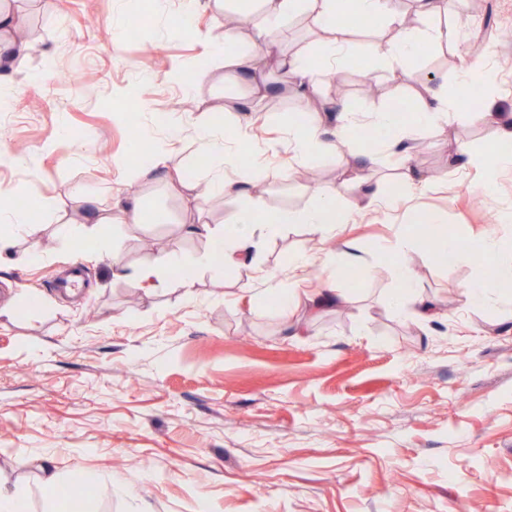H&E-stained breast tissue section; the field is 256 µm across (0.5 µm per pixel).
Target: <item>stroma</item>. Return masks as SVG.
<instances>
[{
  "mask_svg": "<svg viewBox=\"0 0 512 512\" xmlns=\"http://www.w3.org/2000/svg\"><path fill=\"white\" fill-rule=\"evenodd\" d=\"M470 3L445 0L447 44L396 73L375 52L389 27L369 20L346 35L368 57L365 69L341 63L303 94L294 77L261 69L282 92L245 119L235 114L244 84L225 79L223 55L207 48L223 44L234 0L202 7L192 31L180 0H63L54 13L39 0H5L20 7L31 48L0 78V205L36 199L53 221L35 239L0 223L15 252L44 254L0 268V481L28 487L34 512L50 506L38 482L45 458L63 478L90 479V512H512V298L496 291L470 304L465 286L484 279L493 259L442 264L421 237L426 222L454 225L463 244L484 227L512 236V168L488 170L498 130L478 116L490 95L512 114V41L473 47ZM279 42L306 59L324 36L301 13ZM464 65L496 78L473 80L467 103L416 146L413 165L432 184L426 194L416 195L379 145L364 168L349 152H294L290 126L321 108L344 102L361 134L427 86L456 90ZM63 70L71 81H60ZM165 116L180 128L172 165L194 163L201 125L223 127L224 175L254 170L259 196L189 198L140 180L134 145L147 130L166 139ZM458 143L469 164L450 158ZM309 171L312 188L302 181ZM332 184L343 187L333 239L305 223L282 225L250 267L202 265L190 300L177 276L146 293L113 278L111 258L90 257L108 241L132 268L161 251L200 258L208 243L185 234L187 213L227 228L256 204L303 214ZM107 193L136 195L171 221L85 223L87 200ZM344 235L362 256L354 285L342 277ZM393 249L404 252L435 320L391 311L400 293ZM298 252L308 257L299 271L289 264ZM75 260L86 286L60 293L54 280ZM270 272L303 293L335 282L350 300L314 317L302 306L282 315ZM292 323L303 336H287Z\"/></svg>",
  "mask_w": 512,
  "mask_h": 512,
  "instance_id": "35a3bbf8",
  "label": "stroma"
}]
</instances>
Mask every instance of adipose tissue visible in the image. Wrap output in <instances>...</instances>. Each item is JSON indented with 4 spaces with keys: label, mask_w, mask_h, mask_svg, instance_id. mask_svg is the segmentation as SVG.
<instances>
[{
    "label": "adipose tissue",
    "mask_w": 512,
    "mask_h": 512,
    "mask_svg": "<svg viewBox=\"0 0 512 512\" xmlns=\"http://www.w3.org/2000/svg\"><path fill=\"white\" fill-rule=\"evenodd\" d=\"M245 9H260L262 20L255 24L252 42L254 51H241L236 47L233 33H225L224 75L228 78L253 79L261 63L273 61L278 69L294 73L300 77H309L311 71L305 60L297 55L277 51V34L285 21L297 13L308 16L311 24L326 34V47L321 56L323 68L333 67L337 57L349 55L351 46L342 33L351 20L384 16L393 31V37L383 48L382 55L390 70L404 68L419 40L432 43H444L448 40V30L443 26L431 27L428 31H419L418 21L433 18L441 13L442 0H412L411 12L401 11L395 0H354L352 13H344L339 8L340 0H239ZM473 78L472 71H463L459 77L456 94H449L447 85L439 84L426 88L419 105L414 106L412 118H405L404 105L395 104L379 113L375 122V133L384 135L387 151L397 164L403 168L405 178L414 180L418 190L429 186L428 180L417 179L411 165L413 150L422 139L425 131L448 112L453 111L456 99L465 98ZM335 116L330 120H307L295 125L289 132L293 149L304 154L307 149H315L320 154H333L340 149L356 153L362 164L374 161V154L368 143L354 142L350 139L353 115L344 104H336ZM222 136L208 125L201 126L198 132V153L193 166L169 167L168 148L165 141L156 139L152 134H142L139 149L144 157L140 168L143 179L163 180L178 184L186 191H193L200 173H213L212 190L219 195L246 197L253 193L258 184L254 173L246 172L235 178L217 174L215 168L223 153ZM337 187L330 186L321 190L318 205L304 217L286 211L268 212L260 208L243 211L238 220L236 236L232 244H225L224 231L203 220L192 221L186 232L190 235H202L209 239L211 249L206 257L209 264L242 268L251 259L253 252L263 242L264 230L281 224L313 225L316 232L326 234L336 222ZM126 224H166L169 215L161 210H146L137 198H129L125 207L110 211L99 201H92L86 221L90 224L102 223L104 218ZM474 244L481 252L501 256L499 278L496 284L479 282L469 285L467 296L470 303H485L492 287H512V258H505L506 243L494 231L479 233ZM196 262L184 259L169 252L155 254L151 260L140 266L127 268L120 258L112 260V275L130 280L134 287L149 292L158 288L165 274H174L179 278L185 290H192L196 278Z\"/></svg>",
    "instance_id": "ef3b65f1"
}]
</instances>
